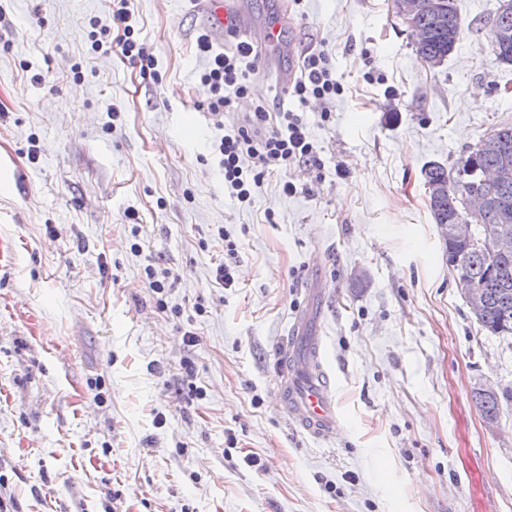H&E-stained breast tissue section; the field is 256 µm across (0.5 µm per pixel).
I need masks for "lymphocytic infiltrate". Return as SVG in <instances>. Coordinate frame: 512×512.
<instances>
[{"mask_svg":"<svg viewBox=\"0 0 512 512\" xmlns=\"http://www.w3.org/2000/svg\"><path fill=\"white\" fill-rule=\"evenodd\" d=\"M127 2L113 0L112 21L100 24L99 29L102 35L114 33L121 57L147 74L153 70L155 59L139 37ZM193 47L205 61L200 82L208 91V112L219 115L231 111L234 102L250 92L257 51L243 40L234 42L230 50L218 49L206 30L198 32ZM343 91L335 77L333 57L323 48L304 54L300 73L288 86L289 94L302 103L313 98L327 104ZM214 149L220 156L224 191L242 205L250 203L254 187L265 179L279 177L282 169L320 164L304 117L292 111H271L264 102L255 104L246 124L225 131Z\"/></svg>","mask_w":512,"mask_h":512,"instance_id":"f902f5d3","label":"lymphocytic infiltrate"}]
</instances>
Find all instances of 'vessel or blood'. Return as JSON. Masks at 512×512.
<instances>
[{
  "label": "vessel or blood",
  "mask_w": 512,
  "mask_h": 512,
  "mask_svg": "<svg viewBox=\"0 0 512 512\" xmlns=\"http://www.w3.org/2000/svg\"><path fill=\"white\" fill-rule=\"evenodd\" d=\"M215 35L234 34L264 47L274 40L273 27L254 31L243 15L238 14L235 0H200ZM304 319L296 317L290 336V352L281 354L283 373L280 380V401L292 419L309 435L324 438L332 434L339 421L331 372L325 367V351L319 339L305 336Z\"/></svg>",
  "instance_id": "1"
}]
</instances>
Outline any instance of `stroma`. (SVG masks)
Segmentation results:
<instances>
[{
    "instance_id": "obj_1",
    "label": "stroma",
    "mask_w": 512,
    "mask_h": 512,
    "mask_svg": "<svg viewBox=\"0 0 512 512\" xmlns=\"http://www.w3.org/2000/svg\"><path fill=\"white\" fill-rule=\"evenodd\" d=\"M245 2L280 22L282 67L331 52L345 91L330 121L272 74L224 117L201 109L191 45L210 20L191 0H129L148 78L91 49L112 0L0 5V499L10 512H512V404L490 423L474 398L512 388V337L480 329L423 176L512 125V67L485 23L497 0H455L462 33L434 68L389 0ZM256 101L304 112L324 168L284 170L295 194L267 180L243 208L213 146ZM224 261L230 288L214 279ZM149 265L176 279L164 296ZM315 282L307 332L341 420L325 440L289 420L275 382Z\"/></svg>"
}]
</instances>
